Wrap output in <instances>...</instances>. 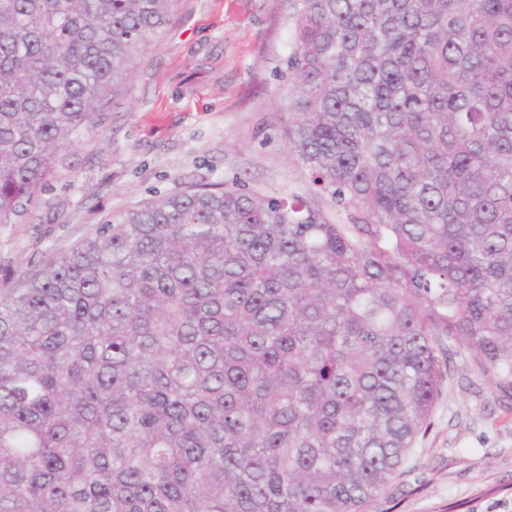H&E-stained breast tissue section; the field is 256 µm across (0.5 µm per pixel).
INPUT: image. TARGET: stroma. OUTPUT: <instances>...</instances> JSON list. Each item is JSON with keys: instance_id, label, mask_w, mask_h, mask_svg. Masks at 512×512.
Wrapping results in <instances>:
<instances>
[{"instance_id": "stroma-1", "label": "stroma", "mask_w": 512, "mask_h": 512, "mask_svg": "<svg viewBox=\"0 0 512 512\" xmlns=\"http://www.w3.org/2000/svg\"><path fill=\"white\" fill-rule=\"evenodd\" d=\"M288 0H176L97 127L58 175L0 225V292L95 232L112 213L191 183L295 193L324 209L288 155ZM366 512H512V399L470 358L448 363L416 457Z\"/></svg>"}]
</instances>
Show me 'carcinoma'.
<instances>
[{
  "label": "carcinoma",
  "instance_id": "carcinoma-1",
  "mask_svg": "<svg viewBox=\"0 0 512 512\" xmlns=\"http://www.w3.org/2000/svg\"><path fill=\"white\" fill-rule=\"evenodd\" d=\"M175 0H0V224ZM292 160L195 184L0 295V512H365L454 346L512 398V0H291Z\"/></svg>",
  "mask_w": 512,
  "mask_h": 512
}]
</instances>
